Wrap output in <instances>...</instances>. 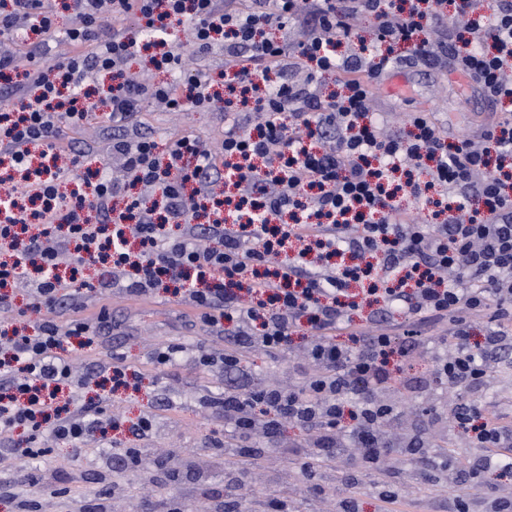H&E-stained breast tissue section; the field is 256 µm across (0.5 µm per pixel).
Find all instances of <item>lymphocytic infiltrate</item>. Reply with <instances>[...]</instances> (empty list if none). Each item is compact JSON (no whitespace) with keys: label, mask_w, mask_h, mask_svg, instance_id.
<instances>
[{"label":"lymphocytic infiltrate","mask_w":512,"mask_h":512,"mask_svg":"<svg viewBox=\"0 0 512 512\" xmlns=\"http://www.w3.org/2000/svg\"><path fill=\"white\" fill-rule=\"evenodd\" d=\"M62 10L76 20L64 30ZM450 11L461 23L433 51L423 23L442 25ZM357 18L373 19L372 38L353 29ZM295 27L303 33L298 58L309 67L304 84L288 79ZM179 28L186 40L176 38ZM60 33L69 53L20 69L19 56ZM0 35L17 38L16 53H0V81L16 95L0 105V156L13 170L0 186L1 310L22 283L48 310L64 283L85 288L86 280L58 273L68 248L74 267L97 265L99 287L143 294L172 283L208 324L235 322L240 341L271 354L289 353L292 334L308 325L312 371L293 388L245 383L236 350L225 348L234 377L224 422L229 432L270 438L288 421L313 433L312 447L339 458L357 449L376 469L406 445L390 433L405 412L386 394L411 385L389 305L419 322L447 320L452 348L433 375L448 387L479 390L491 356L512 349V113L479 140L451 141L425 112L382 135L370 111L402 44L426 62L451 60L489 100L511 102L512 0H0ZM219 44L220 87L188 64ZM148 48L161 81L126 70ZM327 76L340 90L324 99L318 87ZM149 100L172 111L223 104L220 145L128 136ZM97 102L111 109L112 149L131 178L118 184L91 170L65 204L60 189L79 179L80 160L62 131L91 122ZM406 196L430 207L431 223L410 217ZM93 210L102 214L95 224ZM170 224L181 234L168 233ZM290 247L296 256L280 261ZM365 306L374 312L355 326L351 313ZM487 316L494 326L475 343L473 326ZM89 330L45 320L35 334L13 331L0 350V438L9 444L22 431L21 457L39 456L48 434L77 456L101 429L151 430L146 417L127 425L59 403L71 378L61 351ZM338 331L348 343L336 342ZM452 425L473 447L512 446V427L483 402L460 405Z\"/></svg>","instance_id":"1"}]
</instances>
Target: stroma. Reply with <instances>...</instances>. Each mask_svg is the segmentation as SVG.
<instances>
[{"label":"stroma","instance_id":"stroma-1","mask_svg":"<svg viewBox=\"0 0 512 512\" xmlns=\"http://www.w3.org/2000/svg\"><path fill=\"white\" fill-rule=\"evenodd\" d=\"M412 112L431 114L454 140L477 135L493 120L496 107L449 63L431 69L417 62L385 78L374 99L373 117L395 131ZM140 120L144 130L159 139L190 135L214 144L224 135V114L218 108L165 112L148 105ZM110 132L107 119L98 118L84 130L69 132L68 137L89 158L105 160L109 173L120 179L123 161L110 150ZM390 315L410 332L409 342L415 347L406 374L418 385L396 401L406 411L409 425L421 430L424 452L394 456L383 471L365 465L354 468L335 459L330 466L318 467L310 478L301 467V458L293 454L306 445L307 434L288 424L266 449L262 466L247 470V492L264 502L287 501L292 512H337L340 501L349 496L356 501V512H446L449 500L464 491L460 480L441 478L439 472L449 467L468 469L483 451L471 447L462 432L449 428L448 420L457 405L477 396L503 420L512 421V360L494 363L479 393L449 389L429 379L444 349L447 323L417 327L396 305L391 306ZM102 317L107 320L105 328L97 329L90 343L67 353L75 384L70 400L79 408H103L106 414L127 422L151 418L154 429L138 440V447L147 449L150 457L169 460L174 467L180 459H194L206 471L208 489L223 492L224 467L237 460L238 448L245 445L241 438L225 434L224 417L214 407L224 398V366H198L186 359L187 353L199 348H224L223 333L204 322L170 288L140 295L100 288L75 300L63 297L51 315L60 325L80 319L96 326ZM164 346L176 347L177 352L171 362L161 365L156 353ZM117 355L137 373L139 387L108 394L98 383ZM239 358L248 382L257 386H293L309 371L299 340L285 357L252 347L240 349ZM109 451L108 438L99 435L87 441L76 459L65 444L52 442L50 451L38 458L48 479L44 488L20 483L22 459L0 455V512H15L21 499L38 500L41 512H76L81 501L105 495L110 498V512H140L148 499H187L192 479L162 490L144 485L140 476L114 469Z\"/></svg>","mask_w":512,"mask_h":512}]
</instances>
